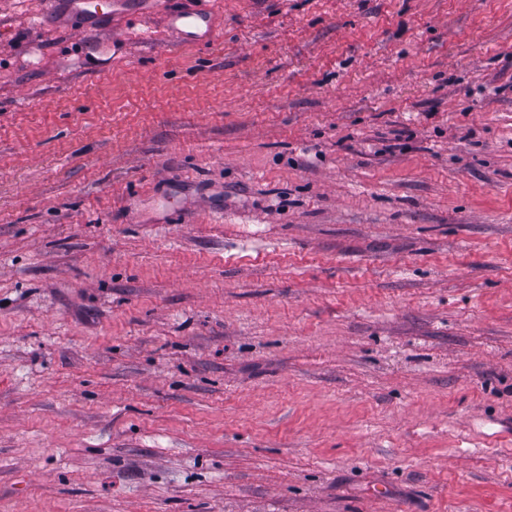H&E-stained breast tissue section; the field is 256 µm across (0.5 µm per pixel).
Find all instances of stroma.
I'll use <instances>...</instances> for the list:
<instances>
[{"label":"stroma","instance_id":"obj_1","mask_svg":"<svg viewBox=\"0 0 512 512\" xmlns=\"http://www.w3.org/2000/svg\"><path fill=\"white\" fill-rule=\"evenodd\" d=\"M0 0V512H512V0ZM169 27L184 43L205 46L211 40L210 16L204 10L175 13L170 18Z\"/></svg>","mask_w":512,"mask_h":512}]
</instances>
